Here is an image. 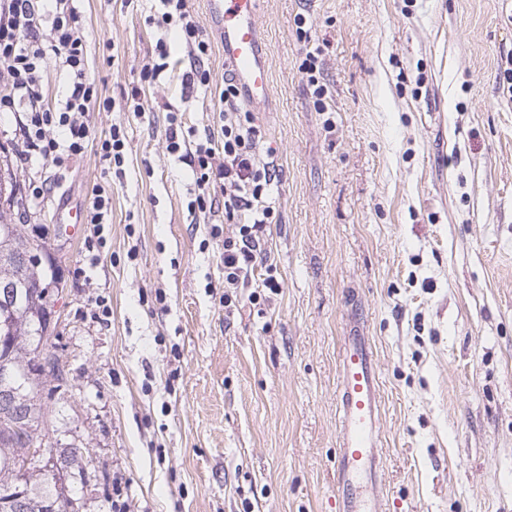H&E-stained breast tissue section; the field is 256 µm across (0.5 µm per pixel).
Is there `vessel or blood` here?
<instances>
[{"label":"vessel or blood","instance_id":"b4317fda","mask_svg":"<svg viewBox=\"0 0 512 512\" xmlns=\"http://www.w3.org/2000/svg\"><path fill=\"white\" fill-rule=\"evenodd\" d=\"M210 30L246 104L265 108L273 97L259 30L261 0H205ZM341 416L335 459L336 512H381L383 471L379 376L368 337L346 336L338 369Z\"/></svg>","mask_w":512,"mask_h":512}]
</instances>
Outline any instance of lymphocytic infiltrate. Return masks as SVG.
<instances>
[{
	"mask_svg": "<svg viewBox=\"0 0 512 512\" xmlns=\"http://www.w3.org/2000/svg\"><path fill=\"white\" fill-rule=\"evenodd\" d=\"M34 0H0V74L9 83L8 94L0 97V111L22 103L26 111L19 121L24 161H48L60 155H80L89 139L82 117L98 98V88L87 75L86 48L79 35L80 14L75 0H52L50 26H42ZM160 26H176L190 48V84L208 85L210 73L203 67L211 45L186 8V0H161ZM54 54L66 68L72 83L65 107L50 112L41 106L42 66L47 54ZM224 105L219 137H207L197 144L190 165L198 193L194 208L206 211L213 187L224 192V220L236 224L235 236L224 239L225 303H232L233 288L247 283L267 242L274 208L269 190L279 170L264 160L259 145L265 137L252 112L238 104V90L232 76H225L219 93Z\"/></svg>",
	"mask_w": 512,
	"mask_h": 512,
	"instance_id": "f902f5d3",
	"label": "lymphocytic infiltrate"
}]
</instances>
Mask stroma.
<instances>
[{"instance_id": "obj_1", "label": "stroma", "mask_w": 512, "mask_h": 512, "mask_svg": "<svg viewBox=\"0 0 512 512\" xmlns=\"http://www.w3.org/2000/svg\"><path fill=\"white\" fill-rule=\"evenodd\" d=\"M77 7L87 72L115 104L86 112L84 154L24 163L17 115L0 112L20 186L50 184L27 227L48 230L65 299L67 382L42 401L59 452H82L62 475L75 512H336L353 326L380 374L382 512H512V0H262L274 95L255 119L280 166L276 221L257 302L230 309L224 196L189 210L191 168L168 150L170 132L191 148L219 133L223 50L189 90L184 45L148 22L158 0ZM161 38L170 67L128 111ZM315 47L328 113L299 69ZM115 125L118 171L97 151ZM98 187L93 253L89 224L58 228Z\"/></svg>"}]
</instances>
